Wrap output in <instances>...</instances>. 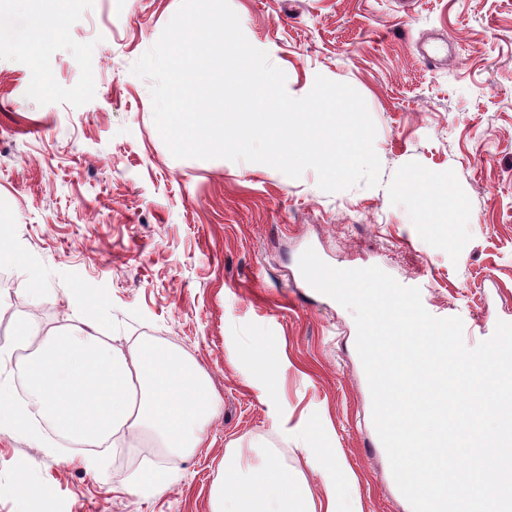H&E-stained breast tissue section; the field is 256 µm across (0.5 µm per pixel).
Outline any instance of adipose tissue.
Listing matches in <instances>:
<instances>
[{"label": "adipose tissue", "mask_w": 512, "mask_h": 512, "mask_svg": "<svg viewBox=\"0 0 512 512\" xmlns=\"http://www.w3.org/2000/svg\"><path fill=\"white\" fill-rule=\"evenodd\" d=\"M34 2L29 46L39 50L62 31L67 0ZM27 374L38 413L85 447L150 429L165 447L200 448L220 413L210 383L180 356L149 343L122 354L81 328L44 336L28 357ZM221 471L213 512H361L359 501L344 504L334 480L327 481L318 510H311L299 471L274 454L245 470L232 449Z\"/></svg>", "instance_id": "obj_1"}]
</instances>
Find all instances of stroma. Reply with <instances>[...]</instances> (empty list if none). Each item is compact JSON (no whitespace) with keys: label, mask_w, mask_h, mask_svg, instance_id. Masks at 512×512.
Returning <instances> with one entry per match:
<instances>
[{"label":"stroma","mask_w":512,"mask_h":512,"mask_svg":"<svg viewBox=\"0 0 512 512\" xmlns=\"http://www.w3.org/2000/svg\"><path fill=\"white\" fill-rule=\"evenodd\" d=\"M242 30L286 75L292 97L316 76L352 86L376 124L379 183L328 193L255 162L173 157L153 119L150 80L132 67L180 0H80L40 55L21 51L29 6L0 0V223L20 255L1 266L0 304L40 333L94 325L129 350L152 341L209 378L220 402L206 445L164 451L168 491H132L159 464L132 458L155 432L81 448L23 396L13 349L0 388L24 426L0 425V512H211L227 447L245 463L335 449L363 512H412L378 445L352 311L311 293L299 258L379 267L426 281L432 308L512 323V0H230ZM438 48L426 64L423 50ZM46 91L27 92L33 70ZM422 176L454 187L465 223L441 201L403 193ZM279 388L253 382L255 349ZM101 462L86 469L88 458ZM42 488L19 494L18 475Z\"/></svg>","instance_id":"stroma-1"}]
</instances>
